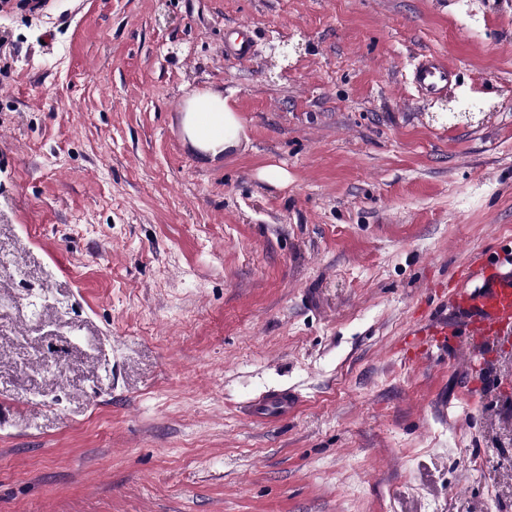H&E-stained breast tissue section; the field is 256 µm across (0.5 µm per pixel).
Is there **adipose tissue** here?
Listing matches in <instances>:
<instances>
[{
	"label": "adipose tissue",
	"instance_id": "adipose-tissue-1",
	"mask_svg": "<svg viewBox=\"0 0 512 512\" xmlns=\"http://www.w3.org/2000/svg\"><path fill=\"white\" fill-rule=\"evenodd\" d=\"M182 130L201 155L213 159L238 146L242 124L228 98L207 91L187 99Z\"/></svg>",
	"mask_w": 512,
	"mask_h": 512
}]
</instances>
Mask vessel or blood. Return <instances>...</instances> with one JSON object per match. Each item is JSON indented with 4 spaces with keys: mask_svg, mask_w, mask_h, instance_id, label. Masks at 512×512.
Wrapping results in <instances>:
<instances>
[{
    "mask_svg": "<svg viewBox=\"0 0 512 512\" xmlns=\"http://www.w3.org/2000/svg\"><path fill=\"white\" fill-rule=\"evenodd\" d=\"M452 79V72L435 54L425 56L413 70L415 84L430 94L449 87ZM481 276L478 288L457 292L449 298L460 315V327L442 321L429 322L417 332L414 353H422L433 344L444 348L454 346L460 330L476 345L512 337V275L497 272L487 264ZM297 404L293 392L271 390L249 404L246 413L262 421H283L295 412Z\"/></svg>",
    "mask_w": 512,
    "mask_h": 512,
    "instance_id": "b4317fda",
    "label": "vessel or blood"
}]
</instances>
